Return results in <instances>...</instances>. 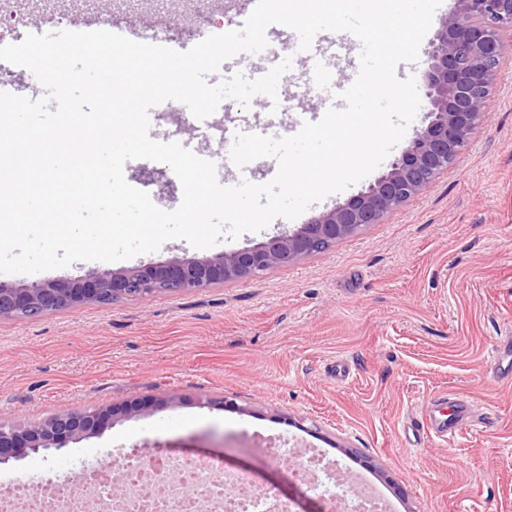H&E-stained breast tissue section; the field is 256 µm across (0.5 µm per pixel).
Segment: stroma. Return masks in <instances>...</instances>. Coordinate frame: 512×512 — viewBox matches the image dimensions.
Here are the masks:
<instances>
[{
	"mask_svg": "<svg viewBox=\"0 0 512 512\" xmlns=\"http://www.w3.org/2000/svg\"><path fill=\"white\" fill-rule=\"evenodd\" d=\"M305 70L293 63L289 96L331 107L335 85H307ZM302 119L292 110L270 120L253 102L208 121L231 136L282 137ZM124 175L169 210L167 164L131 160ZM294 226L278 217L207 249L173 239L124 265L205 259ZM106 267L80 261L35 276L0 273V283L89 278ZM508 334L512 59L496 75L489 121L455 164L381 223L258 277L0 318L2 423L180 397L66 448L0 464V482L48 483L133 448L159 449L254 471L259 483H277L295 512H314L320 499L295 472L299 457L318 452L386 512H512V380L491 372L492 350ZM441 394L470 404L459 434L412 432ZM272 445L291 449L289 461L268 458Z\"/></svg>",
	"mask_w": 512,
	"mask_h": 512,
	"instance_id": "1",
	"label": "stroma"
}]
</instances>
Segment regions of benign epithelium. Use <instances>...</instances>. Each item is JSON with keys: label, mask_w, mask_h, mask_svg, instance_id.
Returning <instances> with one entry per match:
<instances>
[{"label": "benign epithelium", "mask_w": 512, "mask_h": 512, "mask_svg": "<svg viewBox=\"0 0 512 512\" xmlns=\"http://www.w3.org/2000/svg\"><path fill=\"white\" fill-rule=\"evenodd\" d=\"M424 101L427 126L418 131L390 169L348 202L298 225L285 235L205 260H171L107 269L90 279L0 284V318L37 316L85 301L146 297L197 290L266 271L327 247L369 224L380 223L419 196L431 175L448 170L470 135L489 114L495 73L512 57V0H457L427 52ZM137 401L49 417L27 427L0 423V464L41 449L63 448L98 433L119 416L143 411Z\"/></svg>", "instance_id": "obj_1"}]
</instances>
